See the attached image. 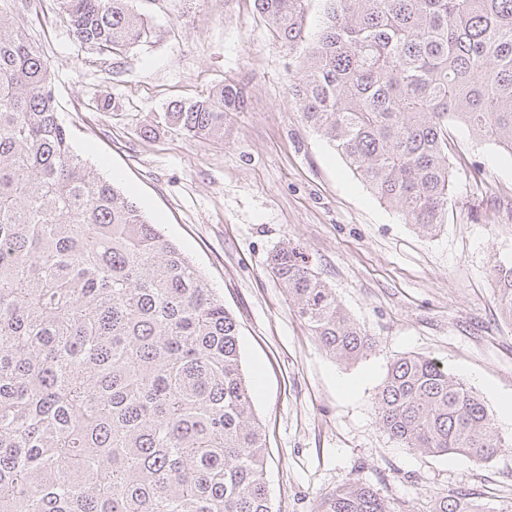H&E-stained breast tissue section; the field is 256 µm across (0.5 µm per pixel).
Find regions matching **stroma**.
<instances>
[{"label": "stroma", "mask_w": 512, "mask_h": 512, "mask_svg": "<svg viewBox=\"0 0 512 512\" xmlns=\"http://www.w3.org/2000/svg\"><path fill=\"white\" fill-rule=\"evenodd\" d=\"M136 5L151 32L107 65L73 39L57 0H0L48 65L74 150L163 226L236 318L269 436L272 512H317L351 480L393 512H432L456 492L512 512V447L480 464L425 454L392 439L374 411L390 363L406 354L447 364L492 411L512 394V322L491 276L512 262V162L451 129L454 197L441 230L423 236L306 124L288 93L300 52L273 39L255 0ZM228 84L244 108L229 112L223 141L168 124L173 102ZM286 243L375 338L363 357H331L299 319L268 270Z\"/></svg>", "instance_id": "1"}]
</instances>
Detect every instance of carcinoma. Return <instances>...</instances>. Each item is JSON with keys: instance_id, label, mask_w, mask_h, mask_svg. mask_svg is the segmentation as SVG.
Here are the masks:
<instances>
[{"instance_id": "1", "label": "carcinoma", "mask_w": 512, "mask_h": 512, "mask_svg": "<svg viewBox=\"0 0 512 512\" xmlns=\"http://www.w3.org/2000/svg\"><path fill=\"white\" fill-rule=\"evenodd\" d=\"M134 0H59L106 57L149 25ZM256 0L274 39L302 46L288 93L303 119L405 223L426 235L454 193L448 127L512 158V0ZM233 85L178 102L167 121L224 140ZM269 266L324 351L375 346L295 248ZM512 320V264L492 268ZM239 327L201 271L76 153L52 79L0 14V512H272L267 436L242 371ZM384 432L477 462L509 443L479 393L429 357L396 358L374 398ZM318 512H392L349 482ZM434 512H483L466 495Z\"/></svg>"}]
</instances>
